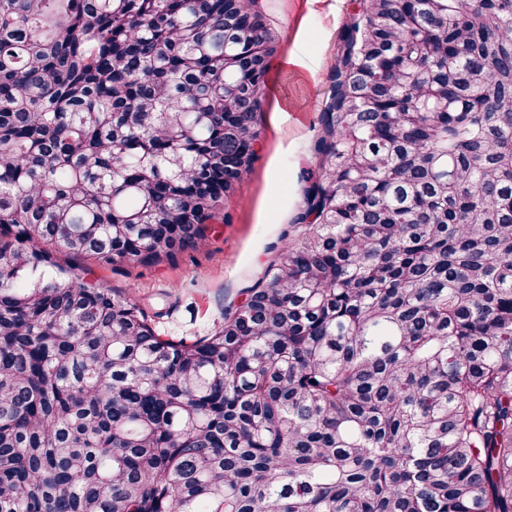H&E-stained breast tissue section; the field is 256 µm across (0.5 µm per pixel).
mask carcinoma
I'll return each mask as SVG.
<instances>
[{
  "label": "carcinoma",
  "instance_id": "obj_1",
  "mask_svg": "<svg viewBox=\"0 0 512 512\" xmlns=\"http://www.w3.org/2000/svg\"><path fill=\"white\" fill-rule=\"evenodd\" d=\"M271 42L256 0H0V512H512V0H367L212 335L52 260L204 240Z\"/></svg>",
  "mask_w": 512,
  "mask_h": 512
}]
</instances>
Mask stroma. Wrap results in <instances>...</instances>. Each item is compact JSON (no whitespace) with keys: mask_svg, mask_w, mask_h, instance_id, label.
<instances>
[{"mask_svg":"<svg viewBox=\"0 0 512 512\" xmlns=\"http://www.w3.org/2000/svg\"><path fill=\"white\" fill-rule=\"evenodd\" d=\"M273 35V51L258 115L257 158L209 223L205 241L174 260L111 264L57 251L60 264L83 280L130 294L158 333L173 339L211 334L224 311L248 288L288 238L317 167L314 144L330 95L342 36L359 0H258ZM306 59L303 67L287 56Z\"/></svg>","mask_w":512,"mask_h":512,"instance_id":"35a3bbf8","label":"stroma"}]
</instances>
